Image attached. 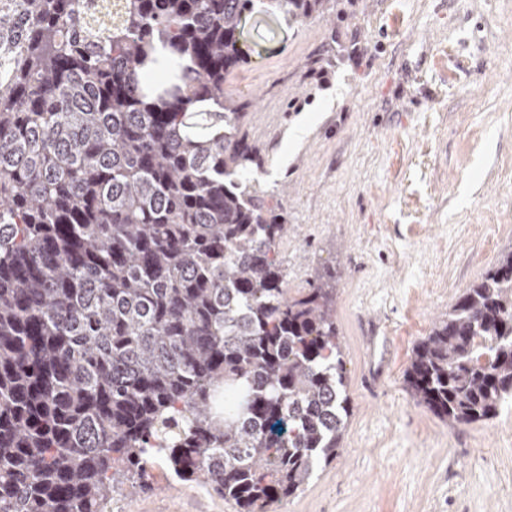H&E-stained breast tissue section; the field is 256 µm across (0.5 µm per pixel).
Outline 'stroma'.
Returning <instances> with one entry per match:
<instances>
[{"instance_id":"obj_1","label":"stroma","mask_w":512,"mask_h":512,"mask_svg":"<svg viewBox=\"0 0 512 512\" xmlns=\"http://www.w3.org/2000/svg\"><path fill=\"white\" fill-rule=\"evenodd\" d=\"M224 89L288 226L289 293L336 272L342 449L278 512H512V400L448 426L405 381L433 321L512 250V0H329L248 17ZM112 512H235L154 469Z\"/></svg>"}]
</instances>
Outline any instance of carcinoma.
<instances>
[{"label": "carcinoma", "instance_id": "cac0c4a2", "mask_svg": "<svg viewBox=\"0 0 512 512\" xmlns=\"http://www.w3.org/2000/svg\"><path fill=\"white\" fill-rule=\"evenodd\" d=\"M255 2L0 0V512H107L118 470L161 463L276 512L342 448L336 273L288 295V225L224 93ZM326 2L261 0L297 24ZM405 376L450 426L498 416L512 251Z\"/></svg>", "mask_w": 512, "mask_h": 512}]
</instances>
